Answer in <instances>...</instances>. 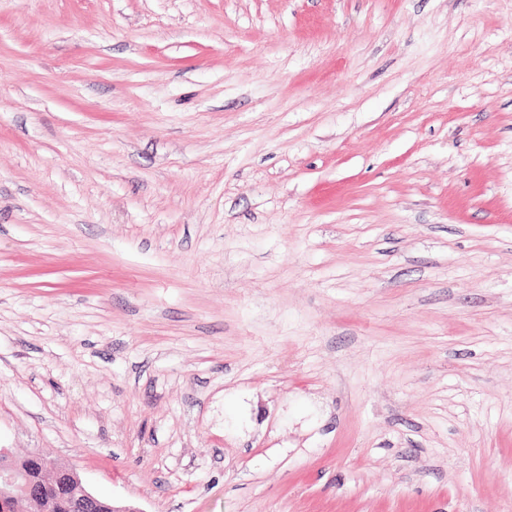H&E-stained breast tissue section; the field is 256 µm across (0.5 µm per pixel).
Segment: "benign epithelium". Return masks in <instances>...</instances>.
<instances>
[{"label":"benign epithelium","instance_id":"benign-epithelium-1","mask_svg":"<svg viewBox=\"0 0 512 512\" xmlns=\"http://www.w3.org/2000/svg\"><path fill=\"white\" fill-rule=\"evenodd\" d=\"M23 462L38 463L41 480L29 481L27 471L19 469L17 458L0 450V512H56L57 503L51 495L58 476H63L68 491L69 512H97L99 499L83 485L77 473L59 467L43 454H31Z\"/></svg>","mask_w":512,"mask_h":512}]
</instances>
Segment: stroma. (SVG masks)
<instances>
[{
  "mask_svg": "<svg viewBox=\"0 0 512 512\" xmlns=\"http://www.w3.org/2000/svg\"><path fill=\"white\" fill-rule=\"evenodd\" d=\"M0 448L512 512V0H0Z\"/></svg>",
  "mask_w": 512,
  "mask_h": 512,
  "instance_id": "35a3bbf8",
  "label": "stroma"
}]
</instances>
